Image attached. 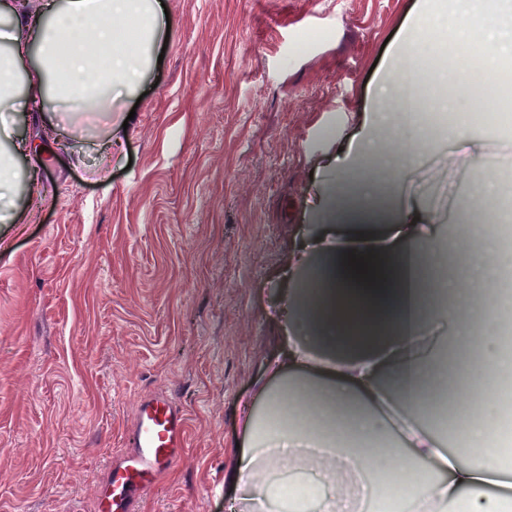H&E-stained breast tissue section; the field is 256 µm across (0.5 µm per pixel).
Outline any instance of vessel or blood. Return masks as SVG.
<instances>
[{"mask_svg":"<svg viewBox=\"0 0 512 512\" xmlns=\"http://www.w3.org/2000/svg\"><path fill=\"white\" fill-rule=\"evenodd\" d=\"M186 413L159 388L137 401L124 448L116 452L97 494L98 512H139L143 494L184 452Z\"/></svg>","mask_w":512,"mask_h":512,"instance_id":"b4317fda","label":"vessel or blood"}]
</instances>
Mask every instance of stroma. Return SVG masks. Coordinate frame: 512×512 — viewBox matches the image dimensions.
<instances>
[{
  "label": "stroma",
  "instance_id": "obj_1",
  "mask_svg": "<svg viewBox=\"0 0 512 512\" xmlns=\"http://www.w3.org/2000/svg\"><path fill=\"white\" fill-rule=\"evenodd\" d=\"M163 2L144 96L112 109L135 114L121 146L100 160L89 130L46 158L29 223L0 222V512H97L135 403L157 388L184 406L188 446L140 512H227L236 403L277 349L270 318L320 221L338 123L378 109L417 0ZM432 42L445 68L415 76L428 106L489 111L458 82L455 32ZM454 150L428 141L406 183L443 234L461 196L512 183V136L486 132L464 173Z\"/></svg>",
  "mask_w": 512,
  "mask_h": 512
}]
</instances>
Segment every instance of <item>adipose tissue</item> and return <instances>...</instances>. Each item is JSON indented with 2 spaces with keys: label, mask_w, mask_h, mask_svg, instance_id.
<instances>
[{
  "label": "adipose tissue",
  "mask_w": 512,
  "mask_h": 512,
  "mask_svg": "<svg viewBox=\"0 0 512 512\" xmlns=\"http://www.w3.org/2000/svg\"><path fill=\"white\" fill-rule=\"evenodd\" d=\"M0 13L5 16L0 24V124L29 104L40 108L39 140L0 149V219L18 224L25 215L15 204L14 157L55 154L97 117H109L114 104L136 92L146 72L140 49L114 48L125 24L136 23L155 43L164 36L165 23L155 0H41L37 5L9 0ZM435 25L470 34L472 68H489L507 57L498 36L507 25L504 17L470 4L432 17L419 0L392 53L395 64L414 66L424 35ZM20 80L25 83L21 93L16 90ZM374 129L373 118L365 117L337 155L339 178L317 200L327 217L320 236L335 233L337 225L370 224L382 215L381 204L357 183ZM416 156L415 142H406L395 155L394 177L384 182L396 204L391 218L394 248L376 251L365 241H341L293 254L289 280L315 262L323 284L309 297L300 288L288 290L276 318L283 331L278 348L264 363L255 399L239 408L242 434L230 475L237 489L235 512H285L269 489L279 485L281 473L306 466L318 485L330 489L318 497L317 512H358L365 499L363 483L352 477L358 469L404 481L418 476L403 501L404 512H447L458 503L464 512H512V495L486 491L487 485L502 484L512 473L504 471L496 450L486 447L482 424L465 427L472 456L462 464L424 420V405L433 403L435 394L451 382L445 360H430L416 348L417 340L430 335L438 323L454 324L455 350L470 345L478 352V361L467 365L469 378L512 371V359L459 324L461 310L467 309L484 325H493L499 294H478L473 286L505 257L485 227L462 224L454 241L466 243L471 261L456 267L449 281L433 277V269L446 262L448 246L426 231L429 217L419 197L402 191ZM351 251L372 255L376 268L375 282L358 296L347 287L352 272L344 255ZM388 302L402 308V320L346 347L355 308L366 306L375 317ZM388 406L398 410L400 427L387 422Z\"/></svg>",
  "instance_id": "ef3b65f1"
}]
</instances>
